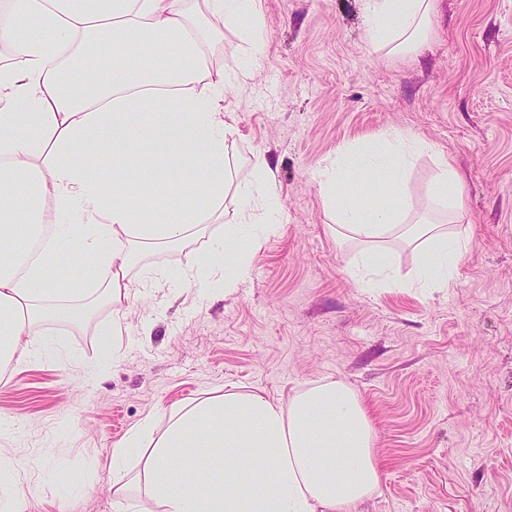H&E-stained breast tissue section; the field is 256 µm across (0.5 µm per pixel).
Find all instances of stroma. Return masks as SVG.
<instances>
[{"label":"stroma","mask_w":512,"mask_h":512,"mask_svg":"<svg viewBox=\"0 0 512 512\" xmlns=\"http://www.w3.org/2000/svg\"><path fill=\"white\" fill-rule=\"evenodd\" d=\"M260 67L224 101L235 179L265 160L280 228L233 295L156 281L212 260L207 238L146 253L118 352L110 321L49 322L45 353L0 370V423L24 512H113L112 448L147 417L231 391L275 400L323 378L362 398L380 485L362 512H512V0H433L421 54L367 40L363 0H263ZM403 133L426 141L407 174L422 214L437 155L465 178L450 231L471 246L443 291L367 290L362 246L336 239L319 192L326 158ZM103 374H96V367Z\"/></svg>","instance_id":"1"}]
</instances>
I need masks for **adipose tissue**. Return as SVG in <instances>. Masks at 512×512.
<instances>
[{
  "mask_svg": "<svg viewBox=\"0 0 512 512\" xmlns=\"http://www.w3.org/2000/svg\"><path fill=\"white\" fill-rule=\"evenodd\" d=\"M432 0H365L374 47L414 55L432 31ZM252 49L240 75L214 66L225 30ZM262 0H0V369L36 358L43 323L88 321L104 354L126 317L138 250L190 245L223 222L209 250L224 259L225 294L250 276L262 242L279 229L278 194L264 161L224 214L232 127L221 105L259 66ZM153 50L133 57L129 45ZM427 143L400 135L349 146L322 173L337 226L367 246L353 274L371 288L446 289L470 238L420 218L405 221V173ZM428 195L458 211L465 183L444 156ZM112 172L111 181L99 178ZM377 174L379 194L360 177ZM409 237L431 255L399 279L375 252ZM88 263L92 285L71 279ZM376 434L359 395L323 379L272 401L227 391L172 409L163 430L144 420L112 450L115 512H358L380 483ZM200 469L176 468L183 449Z\"/></svg>",
  "mask_w": 512,
  "mask_h": 512,
  "instance_id": "ef3b65f1",
  "label": "adipose tissue"
}]
</instances>
